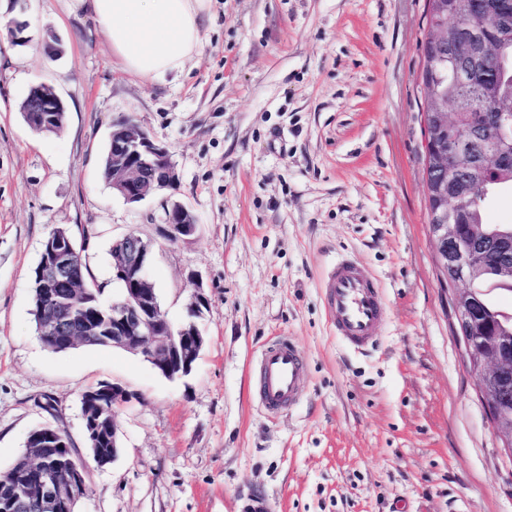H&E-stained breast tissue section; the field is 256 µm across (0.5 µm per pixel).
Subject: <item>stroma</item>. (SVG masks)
Returning a JSON list of instances; mask_svg holds the SVG:
<instances>
[{
	"label": "stroma",
	"instance_id": "35a3bbf8",
	"mask_svg": "<svg viewBox=\"0 0 512 512\" xmlns=\"http://www.w3.org/2000/svg\"><path fill=\"white\" fill-rule=\"evenodd\" d=\"M223 3L186 69L150 80L124 72L68 0H29L27 45L0 28V469L53 420L84 449L81 394L104 381L129 394L121 452L90 467L78 512H250L259 497L267 512H512V460L463 357L428 225L426 0ZM50 34L62 55L43 49ZM39 83L66 105L59 133L22 118ZM126 119L168 147L179 175L136 205L101 175ZM170 199L199 230L157 247L146 273L175 325L204 288L192 373L170 381L120 349H45L31 285L50 228L94 229L90 267L114 297L113 239H159ZM341 254L384 294L362 353L324 308ZM277 336L304 352L306 382L272 416L255 400V363Z\"/></svg>",
	"mask_w": 512,
	"mask_h": 512
}]
</instances>
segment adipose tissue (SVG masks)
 <instances>
[{
  "instance_id": "adipose-tissue-1",
  "label": "adipose tissue",
  "mask_w": 512,
  "mask_h": 512,
  "mask_svg": "<svg viewBox=\"0 0 512 512\" xmlns=\"http://www.w3.org/2000/svg\"><path fill=\"white\" fill-rule=\"evenodd\" d=\"M108 36L121 68L141 79L184 70L201 49L212 0H71Z\"/></svg>"
}]
</instances>
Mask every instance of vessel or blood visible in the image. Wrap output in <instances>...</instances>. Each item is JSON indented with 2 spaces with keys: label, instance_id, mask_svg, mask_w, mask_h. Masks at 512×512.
Segmentation results:
<instances>
[{
  "label": "vessel or blood",
  "instance_id": "vessel-or-blood-1",
  "mask_svg": "<svg viewBox=\"0 0 512 512\" xmlns=\"http://www.w3.org/2000/svg\"><path fill=\"white\" fill-rule=\"evenodd\" d=\"M324 306L334 334L361 350L377 338L383 322V295L371 272L348 259L337 260L323 284ZM306 359L286 336L268 343L259 358L258 397L262 407L279 414L298 399Z\"/></svg>",
  "mask_w": 512,
  "mask_h": 512
}]
</instances>
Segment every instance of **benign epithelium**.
Segmentation results:
<instances>
[{
	"label": "benign epithelium",
	"mask_w": 512,
	"mask_h": 512,
	"mask_svg": "<svg viewBox=\"0 0 512 512\" xmlns=\"http://www.w3.org/2000/svg\"><path fill=\"white\" fill-rule=\"evenodd\" d=\"M493 5L490 0H473L468 11L473 20L465 26L448 30V20L428 28L422 45L421 82L424 88L423 113L426 121L425 172L428 224L436 246V258L446 272L450 285L471 283L493 265L512 278V238H489L478 225L463 229L460 214L464 200L473 191L477 173L488 168H512V116L507 112H481L465 116L448 111V88L427 78L435 69L438 52L449 47L460 65L459 77L467 80L475 75H496L506 60V44L492 41L488 23ZM23 112L42 113V127L58 123V114L66 112L56 89L48 84L32 86L21 104ZM454 141L448 149V140ZM178 183V174L166 146L154 141L132 120L122 121L112 130V189L127 203L135 204L152 192L171 189ZM197 222L182 204L173 202L165 210L161 237L178 243L194 236ZM120 250L125 257L117 274L127 280L130 288L125 303L112 306V347L133 351L145 357L154 369L169 380L191 373L193 365L206 345V337L196 319L202 317L207 299L202 282H197L187 310L189 320L178 328L155 319L158 311L157 291L145 269L152 253V242L141 237L124 236ZM72 242L58 239L43 251L39 269L40 291L49 298L60 285L70 280ZM455 314L458 337L464 346L466 362L476 377L480 393L491 406V420L512 456V403L507 392L512 388V345L490 334L480 324L476 302L469 290L456 292ZM50 331L58 336H100L103 327L97 318L84 315L80 322H50ZM121 404L129 398L121 386L107 383L99 392L81 396L83 430L93 433L95 424L105 415L103 398ZM120 436L112 426V453L97 456V466L112 463L120 453ZM87 467L76 466L61 479L55 472V461L43 459L20 475L10 478L12 494L9 502L19 505L25 491L33 487L46 512H76L78 502L87 496Z\"/></svg>",
	"instance_id": "7a95c632"
}]
</instances>
